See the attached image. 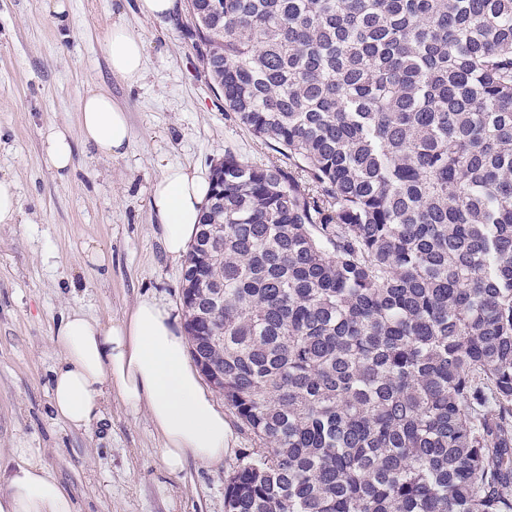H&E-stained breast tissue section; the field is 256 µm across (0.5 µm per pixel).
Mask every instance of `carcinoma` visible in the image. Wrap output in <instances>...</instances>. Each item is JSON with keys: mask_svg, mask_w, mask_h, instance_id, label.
Here are the masks:
<instances>
[{"mask_svg": "<svg viewBox=\"0 0 512 512\" xmlns=\"http://www.w3.org/2000/svg\"><path fill=\"white\" fill-rule=\"evenodd\" d=\"M226 152L182 276L262 444L225 512H512V0H187Z\"/></svg>", "mask_w": 512, "mask_h": 512, "instance_id": "obj_1", "label": "carcinoma"}]
</instances>
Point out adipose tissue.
<instances>
[{"label":"adipose tissue","mask_w":512,"mask_h":512,"mask_svg":"<svg viewBox=\"0 0 512 512\" xmlns=\"http://www.w3.org/2000/svg\"><path fill=\"white\" fill-rule=\"evenodd\" d=\"M102 50L113 73L135 82L146 56L142 41L113 24ZM84 144L107 156L125 155L131 127L109 90L96 88L80 103ZM210 192L199 171L165 167L155 181L150 205L160 224L166 254L181 259L189 250ZM52 343L58 359L50 379L51 405L57 420L90 430L103 418L112 398L134 410H146L163 440L161 460L173 474L188 461L223 464L230 449V428L213 393L205 388L187 357V339L168 307L141 297L128 316L102 325L74 309L57 325ZM0 512H77L57 476L20 455L0 461Z\"/></svg>","instance_id":"ef3b65f1"}]
</instances>
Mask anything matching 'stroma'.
Instances as JSON below:
<instances>
[{
	"label": "stroma",
	"instance_id": "obj_1",
	"mask_svg": "<svg viewBox=\"0 0 512 512\" xmlns=\"http://www.w3.org/2000/svg\"><path fill=\"white\" fill-rule=\"evenodd\" d=\"M139 0H0V178L15 183L21 224H0V455L27 449L51 469L80 512H224V479L258 440L232 410L233 448L220 469L163 466L161 439L145 411L113 401L90 431L58 422L48 392L57 360L51 337L79 308L103 324L155 296L185 322L183 261L168 257L150 207L164 166L211 171L225 151L257 163L278 160L224 111L206 83L178 8L144 18ZM145 46L146 70L131 83L112 73L101 43L113 23ZM107 87L125 110L131 147L108 157L75 146L59 176L42 149L47 127L79 135V105Z\"/></svg>",
	"mask_w": 512,
	"mask_h": 512
}]
</instances>
